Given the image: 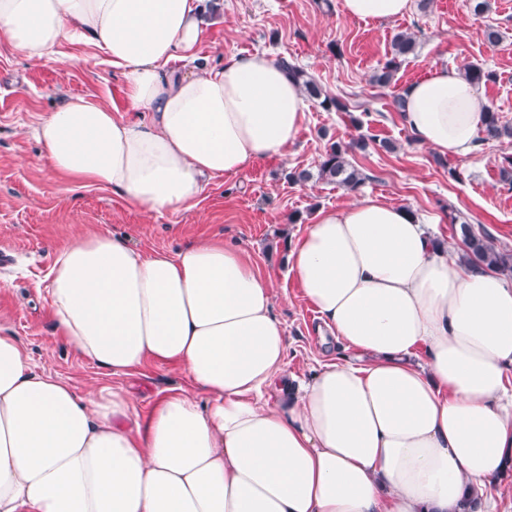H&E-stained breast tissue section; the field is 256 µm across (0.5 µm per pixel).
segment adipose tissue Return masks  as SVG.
<instances>
[{
  "label": "adipose tissue",
  "mask_w": 512,
  "mask_h": 512,
  "mask_svg": "<svg viewBox=\"0 0 512 512\" xmlns=\"http://www.w3.org/2000/svg\"><path fill=\"white\" fill-rule=\"evenodd\" d=\"M203 32L201 0H0V40L29 60L89 43L123 74L145 120L70 96L34 134L56 173L148 212L286 156L305 119L300 86L265 54L190 71ZM403 96L421 145L473 151L480 99L462 73L433 67ZM288 260L325 335L357 354L302 383L284 370L275 293L239 245L172 257L77 232L50 271L59 336L110 373L173 365L197 391L142 420L124 393L34 371L0 334V512H461L480 499L512 462V281L459 266L411 210L371 195L321 212Z\"/></svg>",
  "instance_id": "obj_1"
}]
</instances>
